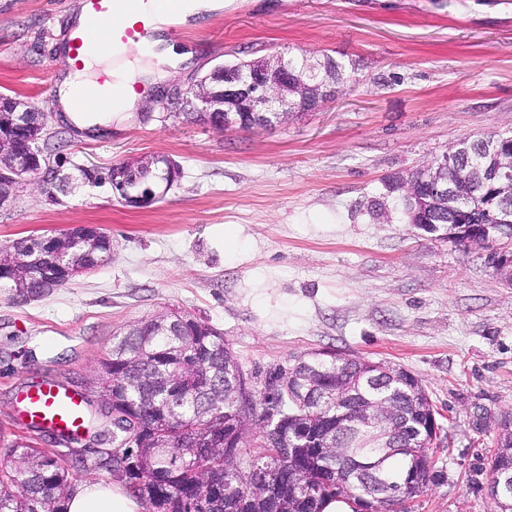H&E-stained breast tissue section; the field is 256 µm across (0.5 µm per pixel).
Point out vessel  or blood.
<instances>
[{
    "instance_id": "b4317fda",
    "label": "vessel or blood",
    "mask_w": 512,
    "mask_h": 512,
    "mask_svg": "<svg viewBox=\"0 0 512 512\" xmlns=\"http://www.w3.org/2000/svg\"><path fill=\"white\" fill-rule=\"evenodd\" d=\"M141 3L142 0H81V21L72 27L67 39L69 58L83 55L108 57L122 44L150 37L152 29L145 24L126 27L119 23L120 18L139 13ZM98 28L107 29V38L90 41L88 31ZM107 88L111 89L113 99L125 95L123 86L115 84L111 75L103 74L80 89L79 106L87 111L94 110ZM18 402L30 423L38 427L44 426L58 433H75L85 423L82 396L62 379L24 387L18 393Z\"/></svg>"
}]
</instances>
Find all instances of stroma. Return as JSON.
Returning a JSON list of instances; mask_svg holds the SVG:
<instances>
[{
    "label": "stroma",
    "mask_w": 512,
    "mask_h": 512,
    "mask_svg": "<svg viewBox=\"0 0 512 512\" xmlns=\"http://www.w3.org/2000/svg\"><path fill=\"white\" fill-rule=\"evenodd\" d=\"M77 0H0V96L44 112L67 172L166 155L167 195L134 210L109 184L19 187L0 245L94 224L112 260L42 297L0 288V433L61 457L29 428L22 386L79 384L116 332L169 308L222 333L254 388L333 350L422 381L443 414V479L413 512H493L487 452L512 417V286L478 247L409 224L390 189L467 136L512 130V0H223L192 18L186 69L140 87L104 133L56 109L63 36ZM351 73L314 112L249 131L187 119L181 95L215 66L299 51Z\"/></svg>",
    "instance_id": "35a3bbf8"
}]
</instances>
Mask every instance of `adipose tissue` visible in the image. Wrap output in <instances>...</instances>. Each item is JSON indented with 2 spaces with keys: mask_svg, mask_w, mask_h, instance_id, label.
<instances>
[{
  "mask_svg": "<svg viewBox=\"0 0 512 512\" xmlns=\"http://www.w3.org/2000/svg\"><path fill=\"white\" fill-rule=\"evenodd\" d=\"M187 58V53L179 51L175 44L160 38L140 45L139 55L133 59L122 53L108 65L96 57L85 58L80 70L67 74L60 81L57 88L59 109L67 119L83 129L109 123L113 115L134 111L138 96L131 90V82L157 83L163 76L164 67H178ZM104 66L110 67L117 82L127 85L126 97L122 101L102 105L90 115H82L74 106L78 90L95 76L98 68ZM68 512H142V504L126 493L121 482L105 484L92 480L80 485L69 498Z\"/></svg>",
  "mask_w": 512,
  "mask_h": 512,
  "instance_id": "ef3b65f1",
  "label": "adipose tissue"
}]
</instances>
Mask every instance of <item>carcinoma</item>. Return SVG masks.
<instances>
[{
    "label": "carcinoma",
    "mask_w": 512,
    "mask_h": 512,
    "mask_svg": "<svg viewBox=\"0 0 512 512\" xmlns=\"http://www.w3.org/2000/svg\"><path fill=\"white\" fill-rule=\"evenodd\" d=\"M314 70L305 55L288 58V79ZM484 143L468 145L448 175L457 180L462 200L496 205L510 201L495 183L472 189L466 173L485 165ZM430 224L488 222L484 212L467 215L442 207L427 216ZM42 239L32 235L3 247L40 254ZM0 288L15 294L43 291L41 274L26 269L0 273ZM187 318L170 326L149 318L113 337L95 378L102 397L112 400L115 454L128 460L134 474L113 472L149 512H324L332 502L358 512L373 493L386 512H411V502L428 484L442 478L434 469L432 418L439 415L421 381L405 369L392 378L385 365L350 355L312 360L291 386L275 390L279 373L266 377L256 401L240 409L239 365L216 329L182 310ZM388 408L391 419L364 423L366 401ZM240 419L243 433H263L259 451L243 442H224V418ZM495 447L512 454V420L501 425ZM9 463L0 466V512H67L75 491L71 470L49 453L18 438L5 447ZM277 468L273 495L264 478Z\"/></svg>",
    "instance_id": "cac0c4a2"
}]
</instances>
